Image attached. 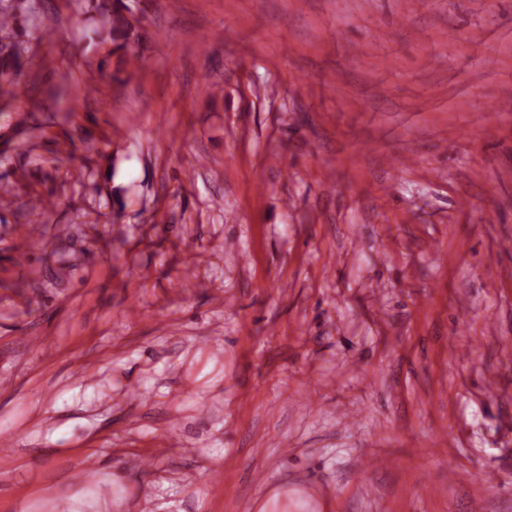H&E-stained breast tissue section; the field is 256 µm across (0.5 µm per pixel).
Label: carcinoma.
I'll list each match as a JSON object with an SVG mask.
<instances>
[{
	"instance_id": "carcinoma-1",
	"label": "carcinoma",
	"mask_w": 512,
	"mask_h": 512,
	"mask_svg": "<svg viewBox=\"0 0 512 512\" xmlns=\"http://www.w3.org/2000/svg\"><path fill=\"white\" fill-rule=\"evenodd\" d=\"M92 20L96 23L98 43L110 46L109 54L123 58L139 38L136 19L126 0H88ZM18 32L15 17L0 13V80L19 83L22 64L17 51Z\"/></svg>"
}]
</instances>
